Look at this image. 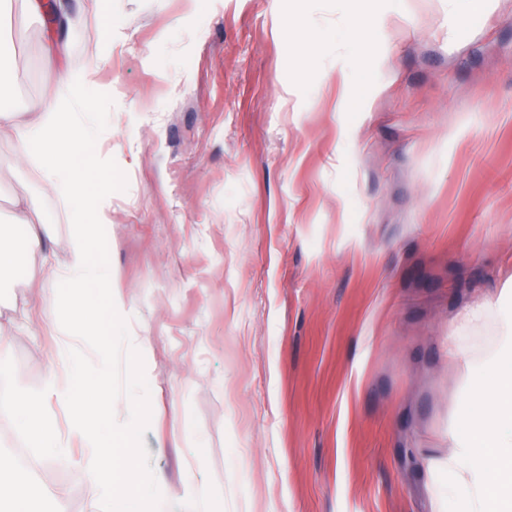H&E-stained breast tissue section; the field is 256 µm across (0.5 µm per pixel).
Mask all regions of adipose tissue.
<instances>
[{
  "mask_svg": "<svg viewBox=\"0 0 512 512\" xmlns=\"http://www.w3.org/2000/svg\"><path fill=\"white\" fill-rule=\"evenodd\" d=\"M102 64L100 56H91L81 68L61 73L51 93L24 111L0 109V132L13 137L23 159L33 156L35 146H57L41 162L40 171L47 187L74 207L65 263L57 271L68 293L57 304L43 306L42 313L58 328L69 348L88 339L94 330L78 301L82 291L96 290L112 312L125 305L111 264L95 261L91 255L100 228L112 221L111 199L105 186L89 189L86 172L76 157L98 126L99 115L89 107L87 95ZM35 213L33 203L19 201L16 221L24 225V235L0 232V283L17 275L18 265L11 257L15 248L28 252L42 249L45 229L37 225ZM495 322L500 330L492 348L480 354L467 346L470 335ZM448 355L462 365L466 409L448 429L447 458L430 462L429 480L448 479L458 512H512V321L506 319L500 297L481 296L458 310L448 335ZM111 367V351H100L94 377L52 388L69 408L72 437L86 449L85 482L93 494L105 496L112 493V482L103 467L112 456V447L93 425L113 421ZM0 409L22 412L36 442L45 441L50 421L30 396L0 388ZM39 494L25 471L0 457L1 504L12 507L19 497L33 500Z\"/></svg>",
  "mask_w": 512,
  "mask_h": 512,
  "instance_id": "obj_1",
  "label": "adipose tissue"
}]
</instances>
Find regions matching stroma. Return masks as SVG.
I'll list each match as a JSON object with an SVG mask.
<instances>
[{
  "instance_id": "1",
  "label": "stroma",
  "mask_w": 512,
  "mask_h": 512,
  "mask_svg": "<svg viewBox=\"0 0 512 512\" xmlns=\"http://www.w3.org/2000/svg\"><path fill=\"white\" fill-rule=\"evenodd\" d=\"M55 69L42 18L0 7V108L23 111L96 50L91 183L112 194L115 481L30 448L27 512H435L425 477L465 401L456 311L512 279V0H73ZM370 18L359 26L358 15ZM26 195L51 240L0 285V385L68 439L52 302L72 209L0 136V225ZM148 343L142 356L130 341Z\"/></svg>"
}]
</instances>
